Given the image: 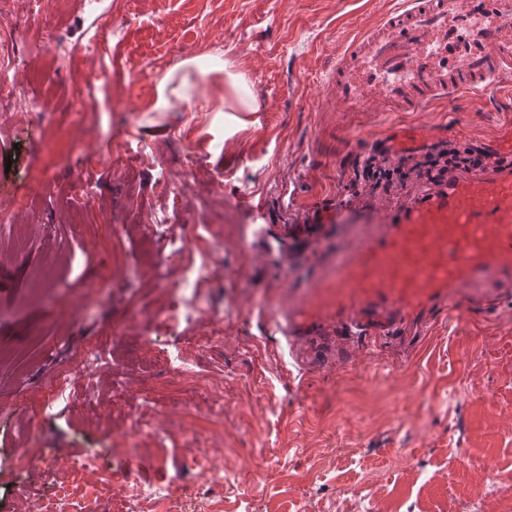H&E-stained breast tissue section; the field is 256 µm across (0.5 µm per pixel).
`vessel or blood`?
I'll return each instance as SVG.
<instances>
[{
    "mask_svg": "<svg viewBox=\"0 0 512 512\" xmlns=\"http://www.w3.org/2000/svg\"><path fill=\"white\" fill-rule=\"evenodd\" d=\"M328 84L349 112L382 98L420 112L448 95L512 90V0H395L358 34ZM478 174L385 211L379 232L343 252L331 271L269 320L295 359L346 357L359 337L399 338L426 317L459 307L460 289L512 281V139Z\"/></svg>",
    "mask_w": 512,
    "mask_h": 512,
    "instance_id": "vessel-or-blood-1",
    "label": "vessel or blood"
}]
</instances>
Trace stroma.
I'll list each match as a JSON object with an SVG mask.
<instances>
[{
  "mask_svg": "<svg viewBox=\"0 0 512 512\" xmlns=\"http://www.w3.org/2000/svg\"><path fill=\"white\" fill-rule=\"evenodd\" d=\"M393 0H141L130 25L112 30L95 65L108 86H76L53 42L81 49L122 0H42L13 21L0 0V48L18 75L52 102L48 113L0 109V202L25 225L17 257L0 234V512H17L22 441L54 453L59 473L94 454L124 460L131 410L144 411L150 482L172 480L174 507L202 474L244 479L206 512H505L512 503V307L433 316L410 350L356 341L336 365L299 373L270 311L326 272L340 252L376 231L381 210L424 188L411 177L389 195L349 197L357 157L397 127L434 140L490 147L512 134V94L460 96L424 112H345L326 75L347 42ZM206 56L227 72L185 76ZM244 73L260 109L243 112L227 82ZM173 90L154 111L158 86ZM88 104L85 112L72 100ZM94 166H87V159ZM102 201L83 211L73 176ZM204 262L211 305L175 312L157 279L156 253ZM109 305H95L92 276ZM135 343L153 373L114 353L92 378L73 367L103 336ZM194 366L188 386L178 373ZM60 391L51 416L37 405ZM224 393V412L210 398ZM275 449L263 473L261 449ZM347 484L373 501L347 500ZM307 486L306 497L294 490ZM128 489L88 476L77 512H106Z\"/></svg>",
  "mask_w": 512,
  "mask_h": 512,
  "instance_id": "obj_1",
  "label": "stroma"
}]
</instances>
